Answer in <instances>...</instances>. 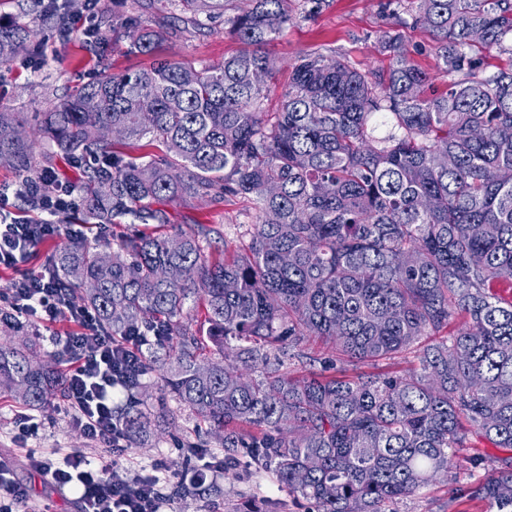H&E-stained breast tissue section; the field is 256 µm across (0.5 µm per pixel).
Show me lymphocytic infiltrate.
Wrapping results in <instances>:
<instances>
[{
  "instance_id": "1",
  "label": "lymphocytic infiltrate",
  "mask_w": 512,
  "mask_h": 512,
  "mask_svg": "<svg viewBox=\"0 0 512 512\" xmlns=\"http://www.w3.org/2000/svg\"><path fill=\"white\" fill-rule=\"evenodd\" d=\"M17 193L35 197L43 218L25 221L9 211L8 197L0 193V268L20 272L8 292L0 294V308L47 326L63 318L75 324V331L64 340L69 356L64 409L70 424L91 446L104 452L96 468L81 450L71 451L58 462L31 448L27 451L29 466L58 486L75 488L80 512H164L170 498L161 477L129 472L118 460L126 437L112 407L114 395L131 394L142 379L140 351L145 337L115 339L102 333L96 316L71 300L49 269L35 271L25 266L39 245L75 235L74 226L60 224L58 217L80 205L79 186L60 180L47 168L36 181L19 186Z\"/></svg>"
}]
</instances>
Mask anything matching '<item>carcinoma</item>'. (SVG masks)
Segmentation results:
<instances>
[{
    "mask_svg": "<svg viewBox=\"0 0 512 512\" xmlns=\"http://www.w3.org/2000/svg\"><path fill=\"white\" fill-rule=\"evenodd\" d=\"M227 2L179 0L173 18L199 27V12L223 15L242 45L224 62L156 60L38 113L40 138L96 161L86 220L145 226L112 251L72 238L52 269L115 338L158 336L145 371L207 426L224 462L249 449L307 512H397L451 473L469 436L512 451V62L490 72L484 55H512V0H416L409 20L402 0H385L393 25L428 31L441 73L459 79L433 92L435 78L388 30L379 47L390 64L370 75L343 55L300 57L277 112L262 111L277 70L267 46L297 13L290 0ZM149 8L137 2L112 23L131 54H153L164 35L141 21ZM30 35L0 25V61ZM23 126L0 112V163L32 180ZM379 126L392 132L376 137ZM144 138L162 154L133 155ZM188 194L251 201L257 223L217 254L216 229L162 231L153 204ZM189 303L206 330L185 319ZM0 327V393L29 407L64 395V373L33 341H14L25 326L11 311L0 309ZM307 336L363 363L417 344L418 365L295 378L284 359L303 364ZM175 411L136 398L118 420L140 445ZM464 496L512 512V462L470 486L448 478V499Z\"/></svg>",
    "mask_w": 512,
    "mask_h": 512,
    "instance_id": "obj_1",
    "label": "carcinoma"
}]
</instances>
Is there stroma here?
<instances>
[{"mask_svg":"<svg viewBox=\"0 0 512 512\" xmlns=\"http://www.w3.org/2000/svg\"><path fill=\"white\" fill-rule=\"evenodd\" d=\"M0 22L34 28L26 49L7 63H0V111L29 116L48 112L68 100L75 89L96 81L103 74L133 71L149 66L152 57L133 55L125 40L112 36V0H100L86 22L68 33H61L57 14L42 11L36 0H0ZM391 23L381 0H328L323 11L311 20H297L269 48L279 71L270 84L264 101L266 111L279 107L288 88L289 75L296 60L307 53H339L363 72L386 68L389 60L378 49V38ZM240 49L237 41L224 32L222 19L208 21L204 27L177 26L166 30L154 57L194 65L217 64ZM167 215V232L194 224L220 226L228 245L239 242L247 225L256 221L250 203L224 200L223 197L197 199L186 196L162 205ZM16 404L0 397V461L8 464L17 483L29 494V512H80L75 494L57 487L34 473L26 459L27 448L41 449L55 458L83 448L91 461H98V450L71 426L62 401L37 409L43 425L27 443L14 441L12 418ZM194 420L178 412L169 434L145 445L126 446L121 464L132 471L151 472L165 465L169 484L177 488L171 512H225L228 501L253 499L265 504L268 512H304L302 501L290 496L266 470L240 457L235 468L218 474H200V464L186 441L192 438ZM504 451L493 448L478 436H471L467 447L458 449L455 470L459 485L466 486L486 478L500 467ZM481 458L472 467L470 458ZM397 512H480L478 503L461 497L449 500L446 476H438L396 505Z\"/></svg>","mask_w":512,"mask_h":512,"instance_id":"35a3bbf8","label":"stroma"}]
</instances>
